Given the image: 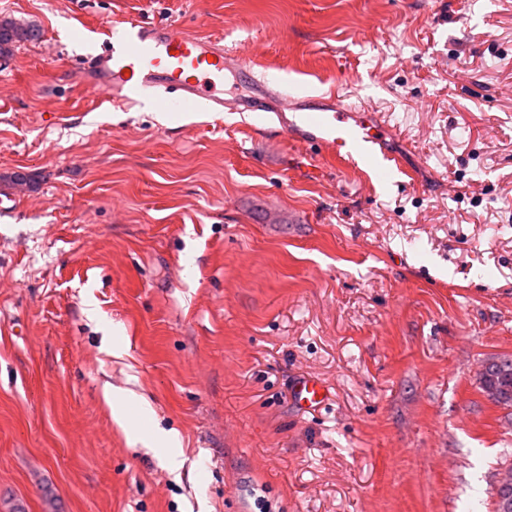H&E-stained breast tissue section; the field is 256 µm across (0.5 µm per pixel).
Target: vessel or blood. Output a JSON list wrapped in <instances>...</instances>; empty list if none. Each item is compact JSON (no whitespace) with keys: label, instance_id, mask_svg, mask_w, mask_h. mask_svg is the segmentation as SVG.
Here are the masks:
<instances>
[{"label":"vessel or blood","instance_id":"obj_1","mask_svg":"<svg viewBox=\"0 0 512 512\" xmlns=\"http://www.w3.org/2000/svg\"><path fill=\"white\" fill-rule=\"evenodd\" d=\"M107 48L87 55L81 67L83 83L120 104L139 96L153 97L171 113L235 112L251 116L274 112L283 97L278 82L257 76L252 66L224 50L223 39L197 36L180 25H150L137 21L111 32ZM245 79L248 95L224 96V76ZM296 127L305 142L332 148L338 161L374 160L380 171L392 169L394 157L382 147L384 125L362 105L342 103L335 93L321 95L315 106L300 108ZM296 407L320 406L328 398L322 383L301 377L292 385Z\"/></svg>","mask_w":512,"mask_h":512}]
</instances>
